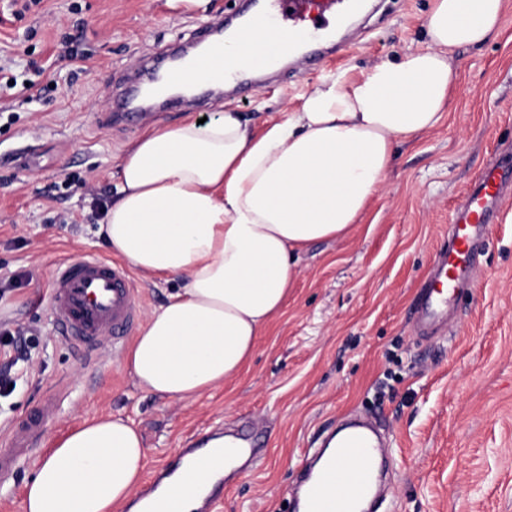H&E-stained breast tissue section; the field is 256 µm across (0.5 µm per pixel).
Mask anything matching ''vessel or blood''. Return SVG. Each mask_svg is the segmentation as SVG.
Instances as JSON below:
<instances>
[{
  "instance_id": "vessel-or-blood-1",
  "label": "vessel or blood",
  "mask_w": 512,
  "mask_h": 512,
  "mask_svg": "<svg viewBox=\"0 0 512 512\" xmlns=\"http://www.w3.org/2000/svg\"><path fill=\"white\" fill-rule=\"evenodd\" d=\"M368 0H256L264 31L304 32L312 46L310 64L340 56L339 34L348 20L363 14ZM209 59L199 54L181 68L169 71L168 79L192 85L207 77ZM512 187V162L501 160L487 166L471 182L458 202L452 222L454 232L448 249L435 254L422 283L414 315L432 327L454 307L458 287L477 264L478 237L495 223L502 198ZM140 302L130 271L123 264L95 254L58 261L52 273L49 311L60 339L92 354L117 349L139 324ZM47 403L14 424L0 437V482L13 477L29 445L41 439L43 423L53 413ZM339 455L357 459L358 467L341 469L324 464L302 470L293 488L294 512H361L372 496L374 472L381 453L373 434L363 426H351L338 442Z\"/></svg>"
}]
</instances>
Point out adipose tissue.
I'll return each mask as SVG.
<instances>
[{
	"label": "adipose tissue",
	"mask_w": 512,
	"mask_h": 512,
	"mask_svg": "<svg viewBox=\"0 0 512 512\" xmlns=\"http://www.w3.org/2000/svg\"><path fill=\"white\" fill-rule=\"evenodd\" d=\"M503 0H433L429 44L354 77L342 72L254 133L237 113L146 130L117 158V196L98 233L113 254L180 286L153 310L125 364L145 392L200 397L237 376L282 310L310 245L349 235L386 184L399 144L437 128L459 83L454 53L494 40ZM265 40L210 47L226 65L258 64ZM214 440L179 485L196 512L204 481L241 459ZM146 450L119 416L69 429L25 484L24 512H112L140 481Z\"/></svg>",
	"instance_id": "1"
}]
</instances>
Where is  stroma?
<instances>
[{"label":"stroma","instance_id":"1","mask_svg":"<svg viewBox=\"0 0 512 512\" xmlns=\"http://www.w3.org/2000/svg\"><path fill=\"white\" fill-rule=\"evenodd\" d=\"M431 0H394L389 17L368 12L348 32L341 67L263 76L238 97L211 91L173 109L105 123L142 60L197 28L234 15L230 0H41L20 11L0 0V66L33 77L46 67L57 90L40 100L0 96V324L28 330L35 374L7 399L12 422L64 389L49 417V450L82 418L132 420L147 450L144 475L177 449L216 434L255 438L259 456L224 486L218 512H284L304 455L346 417L380 425L392 457L387 512H512V200L487 230L473 277L448 332H415L417 288L448 243L452 209L476 173L512 154V0L501 35L458 50L460 88L442 124L401 145L393 173L351 234L301 254L296 285L235 378L194 401L139 389L123 360L103 351L84 362L56 336L48 313L54 264L109 256L98 235L119 182L116 158L153 125L240 112L254 132L338 69L357 74L426 47ZM89 52L83 69L57 59L64 35Z\"/></svg>","mask_w":512,"mask_h":512}]
</instances>
